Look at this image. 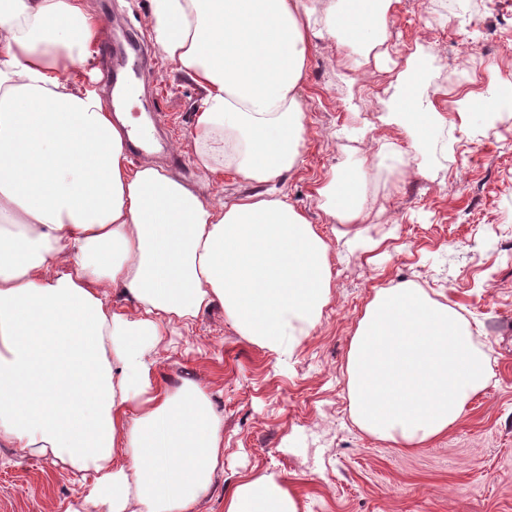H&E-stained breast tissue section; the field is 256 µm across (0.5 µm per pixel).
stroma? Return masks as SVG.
Instances as JSON below:
<instances>
[{
    "instance_id": "obj_1",
    "label": "stroma",
    "mask_w": 512,
    "mask_h": 512,
    "mask_svg": "<svg viewBox=\"0 0 512 512\" xmlns=\"http://www.w3.org/2000/svg\"><path fill=\"white\" fill-rule=\"evenodd\" d=\"M449 24L434 0H399L378 67L355 88L350 111L335 42L313 46L303 92V161L282 189L331 246V297L315 331L294 357L278 361L236 332L215 306L162 353V383L207 385L224 418V441L209 493L197 512H224V496L246 474L270 469L294 491L299 512H512V118H477L453 157L431 176L369 174L367 202L382 213L369 237L371 254H348L318 208L315 189L349 153L373 155L374 133L343 138V128L374 119L378 97L416 47L443 61L425 94L442 110L456 91H484L491 77L512 75V0H474ZM91 9L126 32L146 58L135 113L162 112L153 162L197 183L204 200L241 190L231 174L215 178L192 163L195 108L202 90L156 52L149 0H89ZM420 285L465 313L492 376L448 432L418 448H397L362 431L348 398L347 353L375 288ZM85 486L52 456L31 457L0 446V512H59Z\"/></svg>"
}]
</instances>
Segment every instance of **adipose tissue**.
Segmentation results:
<instances>
[{"label": "adipose tissue", "mask_w": 512, "mask_h": 512, "mask_svg": "<svg viewBox=\"0 0 512 512\" xmlns=\"http://www.w3.org/2000/svg\"><path fill=\"white\" fill-rule=\"evenodd\" d=\"M396 0H150L163 57L202 89L194 166L253 186L213 204L196 183L132 166L124 123L80 82L104 39L84 0H0V445L69 466L89 485L64 512H194L219 463L224 419L205 384L159 385L167 336L213 305L280 359L320 323L329 244L277 186L301 161L302 88L314 42L332 40L346 73L379 59ZM430 75L414 52L380 102L405 143L349 157L316 190L350 251L375 248L369 164L429 173L425 145L454 150L475 113L512 114V96L458 91L451 113L418 105ZM131 298L119 311L110 291ZM354 422L402 448L447 433L490 374L468 325L424 288L375 289L347 354ZM224 512H299L280 474L255 473Z\"/></svg>", "instance_id": "adipose-tissue-1"}]
</instances>
